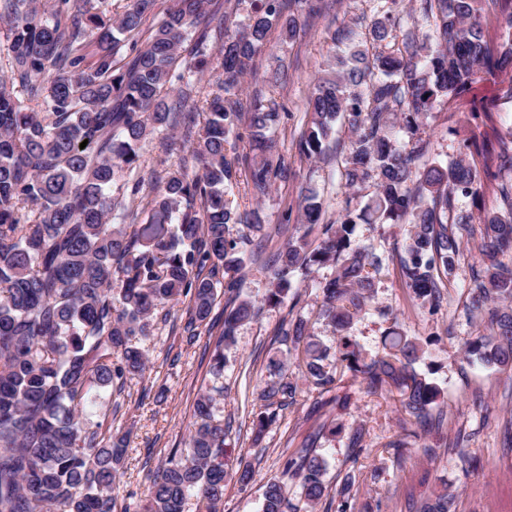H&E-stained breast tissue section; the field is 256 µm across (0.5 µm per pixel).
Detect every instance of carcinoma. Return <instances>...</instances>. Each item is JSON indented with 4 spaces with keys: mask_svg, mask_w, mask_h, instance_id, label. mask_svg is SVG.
Returning a JSON list of instances; mask_svg holds the SVG:
<instances>
[{
    "mask_svg": "<svg viewBox=\"0 0 512 512\" xmlns=\"http://www.w3.org/2000/svg\"><path fill=\"white\" fill-rule=\"evenodd\" d=\"M209 0H126L117 14L94 0H0L7 23L10 75L0 79V512H114L112 485L123 467L126 436L112 433L109 415L92 422L86 406L101 390L123 389L142 374L141 343L152 334L157 314L187 300L183 331L189 339L208 325L219 297L227 295L219 344L235 342L237 327L259 308L241 296L238 274L245 261L260 260L269 273L263 302H285L297 273L333 269L325 282L317 320L331 326L336 345L308 330L303 318L276 332L286 353L304 349V375L319 390L336 385L337 369L359 375L372 394H398L408 420L435 432L445 417L435 412L439 386L417 369L422 342L392 328L383 353L371 356L349 336L354 318L374 296L385 258L353 240L351 210L324 222L323 203L304 190L302 223L290 209L274 232L265 231L260 211L232 207L235 162L229 138L248 128L252 157L248 179L257 198L294 172L278 154V130L288 113L258 95L252 112L239 110L244 79L256 69L268 33L283 41L298 32L297 18L283 0H252L251 11L224 36L216 82L206 100L204 122L186 111L193 102L181 90L167 100L163 90L182 65L202 72L209 64ZM487 0H421L427 30L413 22L394 35L396 18L385 0L361 48V35L342 29L333 40L350 50L351 66L336 53L334 73L315 85L312 125L298 143L307 158L323 151L337 120L351 132L346 186L373 182L364 211L382 221L411 226L400 256L401 287L421 304L439 306L442 279L461 258L470 216L448 224L459 197L477 193L476 168L464 159L436 160L423 170L428 143L417 136L422 119L439 98H452L492 69L512 67V20L502 34V52L490 58L480 23ZM163 14L154 34L141 40L143 25ZM198 28L191 60L182 56L188 28ZM27 95L25 107L14 94ZM184 116L182 161L160 183L129 182L141 165V146L158 127ZM410 139L401 143L396 127ZM85 148H80L83 141ZM152 194L145 216L121 214L112 223L119 196ZM500 206L480 218L476 247L481 270L473 271L467 311L487 333L464 343L468 356L500 370L512 369V183L497 185ZM283 244L267 251L273 237ZM277 379L261 388L252 432L262 436L279 412L296 404L298 384L285 360L270 359ZM224 388L205 389L196 401L188 447L174 449L152 474L145 512H184L190 498L200 512H218L228 468L224 423L212 404ZM326 460L305 447L284 464L300 495L314 505L331 494L338 512L349 508L352 482L334 492L325 484ZM448 488L429 498L421 512H452ZM261 512H295L287 486L267 483Z\"/></svg>",
    "mask_w": 512,
    "mask_h": 512,
    "instance_id": "carcinoma-1",
    "label": "carcinoma"
}]
</instances>
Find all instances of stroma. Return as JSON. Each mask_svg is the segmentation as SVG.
<instances>
[{
    "label": "stroma",
    "mask_w": 512,
    "mask_h": 512,
    "mask_svg": "<svg viewBox=\"0 0 512 512\" xmlns=\"http://www.w3.org/2000/svg\"><path fill=\"white\" fill-rule=\"evenodd\" d=\"M375 14L374 0H323L317 16L297 12L293 41L282 42L278 32H271L258 55L256 76L245 85L241 108L249 110L259 90L283 106L288 122L279 134V150L297 172L296 179L275 183L259 201L252 197L245 173H238L235 204L260 207L267 227L280 223L285 206H297L303 188L319 194L330 220L348 208L361 210L372 197V186L354 196L345 185L344 158L351 134L344 121H337L326 154L307 159L299 156L296 145L311 125L308 98L328 63L332 34L353 25L367 33ZM510 84L512 70L485 75L458 97L437 100L419 128V137L429 144L423 164L464 158L476 167L480 195L459 199L457 208L464 213L477 216L496 210L497 183L512 179V168L499 156V139L512 129V102L503 96ZM179 133L176 127L159 130L145 142L139 176L164 177L180 160V152L166 155L159 150L160 140ZM408 230L405 224L360 221L354 239L388 255L402 245ZM476 243L473 237L463 241V254L444 280L440 309L433 312L410 300L394 265L378 276L372 302L350 328L351 336L372 355L381 352L382 336L395 324L425 340L424 363L434 367L443 390L441 434L404 423L397 397L368 393L362 378L348 371L336 383L335 402L325 403L293 360L288 375L298 382V402L280 412L261 440H254L251 422L259 409V390L272 378L269 360L278 350L273 334L282 319L303 317L323 341L335 339L332 328L315 319L322 302L320 284L332 274L323 268L296 276L294 295L284 305L263 307L238 327L234 344L224 350L226 365L220 375L213 373L211 358L224 329L225 298H218L210 323L192 343L182 331L183 305L172 306L168 320H156L144 344L147 371L112 396L118 407L112 426L129 434L125 464L112 490L115 512H140L149 473L172 449L186 447L197 395L211 387L224 390L213 413L229 426L227 441L234 456L254 469L248 487L227 481L221 512H260L267 483L281 479L287 457L313 433L318 436L315 449L328 463L326 482L333 487L347 477L355 482L348 512H414L418 501L444 485L457 495L456 512H512V371L482 365L462 351L466 339L485 332L483 323L465 308L471 267L478 262ZM399 441L404 449H396Z\"/></svg>",
    "instance_id": "stroma-1"
}]
</instances>
